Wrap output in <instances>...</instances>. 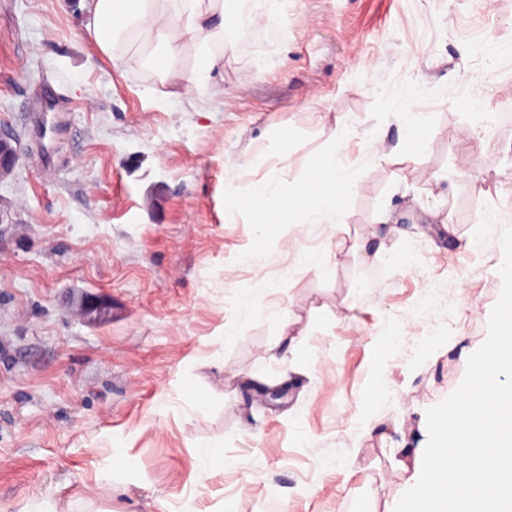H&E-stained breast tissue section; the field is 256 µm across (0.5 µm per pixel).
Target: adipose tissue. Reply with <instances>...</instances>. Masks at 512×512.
Instances as JSON below:
<instances>
[{
  "instance_id": "adipose-tissue-1",
  "label": "adipose tissue",
  "mask_w": 512,
  "mask_h": 512,
  "mask_svg": "<svg viewBox=\"0 0 512 512\" xmlns=\"http://www.w3.org/2000/svg\"><path fill=\"white\" fill-rule=\"evenodd\" d=\"M265 3L254 0L245 13L225 10L224 0H86L85 6L88 29L105 56L125 54L139 41L164 43L166 52L155 65L187 96L208 86L222 68L225 31L261 24ZM186 41L198 45L199 52L191 69L178 71L173 63ZM345 138L344 131L330 133L328 162L303 188L289 185L288 152L277 149V176L252 180L243 192L228 196L226 223H234L236 214L257 210L262 234L274 235L283 224H312L323 215H340L354 186L339 151Z\"/></svg>"
}]
</instances>
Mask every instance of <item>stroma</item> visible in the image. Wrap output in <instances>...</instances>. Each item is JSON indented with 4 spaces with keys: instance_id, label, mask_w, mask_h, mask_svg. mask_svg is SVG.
<instances>
[{
    "instance_id": "1",
    "label": "stroma",
    "mask_w": 512,
    "mask_h": 512,
    "mask_svg": "<svg viewBox=\"0 0 512 512\" xmlns=\"http://www.w3.org/2000/svg\"><path fill=\"white\" fill-rule=\"evenodd\" d=\"M275 4V29L227 43L223 96L185 99L136 53L103 56L83 0H0V129L20 154L0 177V512H391L417 482L426 411L503 287L512 0ZM411 81L431 133L407 153ZM338 129L355 181L338 230L225 223L275 147L303 184ZM247 294L263 308L245 318ZM259 377L280 405L257 402ZM207 444L231 467L194 466Z\"/></svg>"
}]
</instances>
